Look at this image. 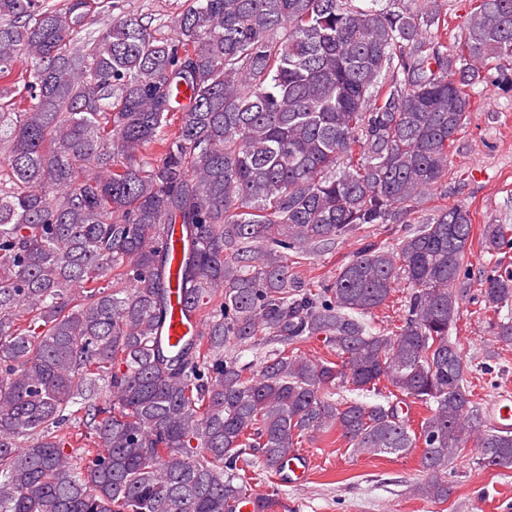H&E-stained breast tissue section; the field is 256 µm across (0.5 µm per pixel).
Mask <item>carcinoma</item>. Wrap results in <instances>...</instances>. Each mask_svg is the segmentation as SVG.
Returning <instances> with one entry per match:
<instances>
[{"mask_svg": "<svg viewBox=\"0 0 512 512\" xmlns=\"http://www.w3.org/2000/svg\"><path fill=\"white\" fill-rule=\"evenodd\" d=\"M153 22L0 0V512H236L239 462L280 475L332 427L358 454L422 449L433 502L472 426L476 464L512 470L451 339L465 207L364 241L329 280L288 265L428 202L473 87L512 86V0H476L451 54L436 0H190L172 37ZM176 233L203 330L167 349ZM479 244L512 238L485 224ZM401 280L387 335L367 316ZM479 300L511 304L512 271ZM312 339L333 358L298 354ZM383 381L426 408L418 430L362 400Z\"/></svg>", "mask_w": 512, "mask_h": 512, "instance_id": "carcinoma-1", "label": "carcinoma"}]
</instances>
